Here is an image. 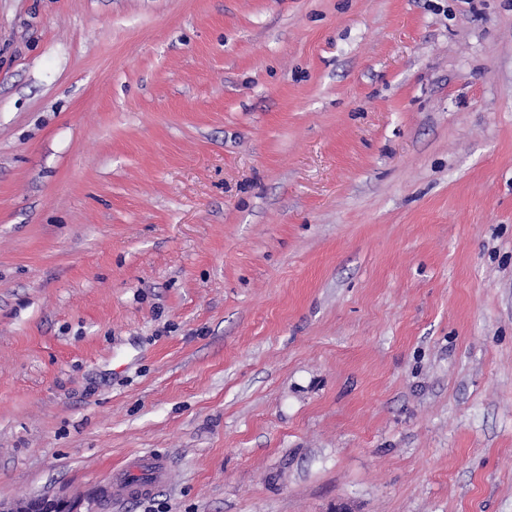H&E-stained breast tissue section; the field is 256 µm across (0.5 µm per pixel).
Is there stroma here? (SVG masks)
<instances>
[{
  "instance_id": "stroma-1",
  "label": "stroma",
  "mask_w": 512,
  "mask_h": 512,
  "mask_svg": "<svg viewBox=\"0 0 512 512\" xmlns=\"http://www.w3.org/2000/svg\"><path fill=\"white\" fill-rule=\"evenodd\" d=\"M40 495L512 512V0H0V503ZM166 459L157 453H147L135 459V468L138 476H142L144 482L130 483L126 480H118L117 491L124 494L139 496L149 495L154 488L163 482L166 472Z\"/></svg>"
}]
</instances>
